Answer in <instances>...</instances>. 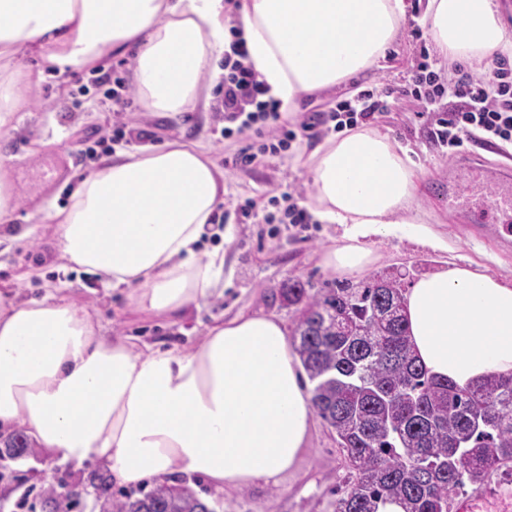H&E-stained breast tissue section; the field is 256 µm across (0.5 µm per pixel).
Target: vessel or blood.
Here are the masks:
<instances>
[{
	"label": "vessel or blood",
	"instance_id": "b4317fda",
	"mask_svg": "<svg viewBox=\"0 0 512 512\" xmlns=\"http://www.w3.org/2000/svg\"><path fill=\"white\" fill-rule=\"evenodd\" d=\"M448 208L467 212L481 231L503 245L512 244V184L490 183L482 169L466 167L460 182L448 189ZM456 512H512V501L498 502L493 494L478 493L459 500Z\"/></svg>",
	"mask_w": 512,
	"mask_h": 512
}]
</instances>
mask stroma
I'll return each instance as SVG.
<instances>
[{"mask_svg": "<svg viewBox=\"0 0 512 512\" xmlns=\"http://www.w3.org/2000/svg\"><path fill=\"white\" fill-rule=\"evenodd\" d=\"M406 19L393 52L380 66L366 70L346 83L304 95L300 115L335 107L359 91L391 84L396 92L388 106L376 114L370 126L389 136L404 149L418 176L415 215L452 245L441 252L407 239L383 240L375 244L376 261L364 272L348 275L332 272L321 264V254L341 233L335 224L312 222L306 228L289 224H255L246 218L232 219L227 230L206 228L203 246L225 253L227 273L219 284V297L192 308L177 321L152 317L129 306L126 299L105 289L97 277L60 260L54 252L55 227L38 221L40 210L69 204V193L81 174L100 166L104 153L81 160L79 140L112 137L123 127L145 128L154 142L178 140L205 146L212 161L224 169V207L234 210L245 199L291 193L302 207H310L313 187L310 157L320 139L298 137L290 148L250 171L224 163L235 151L225 139L224 124L214 112H192L172 119L145 111L136 94H129L125 111H112L105 88L95 82L91 70L64 77L41 69L37 60L25 57L21 63L37 73V91L13 117V128L0 136V156L10 158L18 205L12 224L0 227V286L9 287L22 300H39L54 288H62L69 300L86 306L105 335L128 340L134 346L164 344L186 351L198 345L207 326L216 319L238 312H263L294 329V308L281 303L278 291L288 280L297 279L311 290L339 284L359 285L374 275L401 274V285L410 288L421 276L436 272L452 254L470 257L504 276L512 278V247L472 228L467 218L445 206L448 173L452 167L479 158L486 172L512 174V149L485 146L469 140L454 157L443 156L431 136V121L420 102L402 96L400 90L412 77L421 52H428L432 70L442 81L456 80L458 63L440 55L428 35L413 36L421 27L424 0H406ZM29 229L25 240H16L17 229ZM98 460L82 465L60 461L43 448L19 459L0 461V512H42L40 490L47 484L67 492L80 478L101 468ZM355 480L333 428L314 419L308 447L297 468L276 486L257 483L242 489L215 492L199 476H185L184 482L215 512H336L337 502L346 496Z\"/></svg>", "mask_w": 512, "mask_h": 512, "instance_id": "stroma-1", "label": "stroma"}]
</instances>
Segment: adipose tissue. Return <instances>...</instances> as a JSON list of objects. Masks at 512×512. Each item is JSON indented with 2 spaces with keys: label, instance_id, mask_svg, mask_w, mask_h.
I'll return each mask as SVG.
<instances>
[{
  "label": "adipose tissue",
  "instance_id": "ef3b65f1",
  "mask_svg": "<svg viewBox=\"0 0 512 512\" xmlns=\"http://www.w3.org/2000/svg\"><path fill=\"white\" fill-rule=\"evenodd\" d=\"M224 0H0V132L24 93L19 54L56 74L134 56L151 112L207 110L224 71ZM406 18L405 0H241L236 24L268 97L292 114L302 94L379 65ZM436 47L467 62L512 53L496 0H428ZM310 173L317 219L342 233L322 256L354 274L374 239L448 242L413 218L417 174L387 135L362 129L321 145ZM224 174L197 144L171 141L107 159L83 174L55 225L58 258L124 293L130 306L175 317L207 301L224 254L202 246L224 206ZM414 350L430 375L467 387L512 374V285L467 257L419 278L405 295ZM283 323L241 312L208 327L188 352L138 351L109 339L86 307L0 289V431L21 426L61 460L104 461L125 485L182 471L215 489L275 484L303 452L313 405Z\"/></svg>",
  "mask_w": 512,
  "mask_h": 512
}]
</instances>
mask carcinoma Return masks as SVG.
Returning <instances> with one entry per match:
<instances>
[{
    "mask_svg": "<svg viewBox=\"0 0 512 512\" xmlns=\"http://www.w3.org/2000/svg\"><path fill=\"white\" fill-rule=\"evenodd\" d=\"M288 306L305 303L291 344L314 384L315 413L332 427L356 480L337 512H448L451 495L512 462V375L461 388L438 379L412 350L400 276H376L359 288L314 295L298 281L282 289ZM29 451L19 432L0 459ZM103 484L100 512H214L189 487L162 484L135 497H112Z\"/></svg>",
    "mask_w": 512,
    "mask_h": 512,
    "instance_id": "obj_1",
    "label": "carcinoma"
}]
</instances>
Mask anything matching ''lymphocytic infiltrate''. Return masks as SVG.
I'll use <instances>...</instances> for the list:
<instances>
[{
    "mask_svg": "<svg viewBox=\"0 0 512 512\" xmlns=\"http://www.w3.org/2000/svg\"><path fill=\"white\" fill-rule=\"evenodd\" d=\"M247 53L240 40H232L224 52V94L216 104L223 112L224 136L236 139L239 147L227 162L233 168L250 170L267 156L290 147L297 136L316 137L321 130H353L373 120L383 110L392 88L380 92L357 93L337 102L335 108L303 117L297 128L281 124L278 104L266 100L267 88L258 81L246 62ZM404 95L420 101L433 117L432 137L443 155H453L465 140L479 139L486 144L512 146V63L499 58L491 72L464 73L444 84L427 63H420L406 86ZM244 215L260 217L265 224L308 223L309 214L291 195L273 196L265 206L246 200Z\"/></svg>",
    "mask_w": 512,
    "mask_h": 512,
    "instance_id": "1",
    "label": "lymphocytic infiltrate"
}]
</instances>
